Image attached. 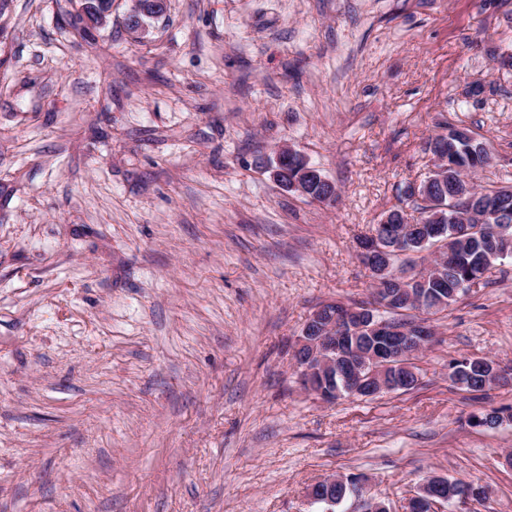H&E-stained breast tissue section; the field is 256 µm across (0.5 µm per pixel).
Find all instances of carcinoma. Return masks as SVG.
Returning <instances> with one entry per match:
<instances>
[{
    "instance_id": "1",
    "label": "carcinoma",
    "mask_w": 512,
    "mask_h": 512,
    "mask_svg": "<svg viewBox=\"0 0 512 512\" xmlns=\"http://www.w3.org/2000/svg\"><path fill=\"white\" fill-rule=\"evenodd\" d=\"M436 139L446 143L448 149L445 165L446 176L434 184V189L423 193L413 201L415 214H400L396 205L383 214L375 231L400 234L403 222L420 225L416 233L403 235L404 246L391 247L381 265L387 274L396 275V282L386 283L382 277L372 275L376 285L373 300L354 305L336 304L347 310L366 311L382 295V289L390 292L389 314L398 327L407 335H414L417 302L425 298L429 315L437 316L448 310L460 294L483 283L497 262L512 258V185H504L489 191L480 190L479 196L507 200L510 216L507 223L486 217L487 211L480 205L476 195L466 188L464 178L484 166L488 152L472 132L461 126L447 125ZM451 382L473 393H485L504 382L512 375L505 372L494 361L471 356L453 360ZM512 420V413L493 409L472 416L477 426L495 427L503 420Z\"/></svg>"
}]
</instances>
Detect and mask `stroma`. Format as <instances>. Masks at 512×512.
I'll use <instances>...</instances> for the list:
<instances>
[{"label":"stroma","mask_w":512,"mask_h":512,"mask_svg":"<svg viewBox=\"0 0 512 512\" xmlns=\"http://www.w3.org/2000/svg\"><path fill=\"white\" fill-rule=\"evenodd\" d=\"M113 0H0V512H322L360 474L391 512L431 476L482 485L444 512H512V259L459 296L416 388L326 403L294 340L322 303L367 301L358 258L440 124L512 183V0H167L147 34ZM481 94H471L474 84ZM290 146L335 203L271 175ZM476 357L463 356L453 360L449 367L455 368L450 377L451 382L473 393H485L501 382L511 379V373L505 372L494 361L481 357L482 361H476Z\"/></svg>","instance_id":"1"}]
</instances>
